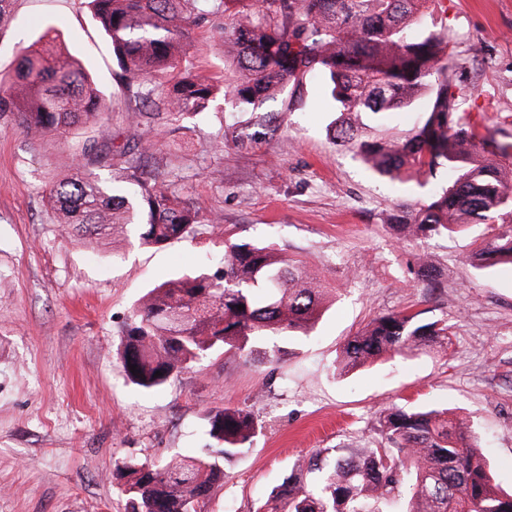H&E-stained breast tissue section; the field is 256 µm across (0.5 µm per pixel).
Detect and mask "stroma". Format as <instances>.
Returning <instances> with one entry per match:
<instances>
[{"mask_svg":"<svg viewBox=\"0 0 512 512\" xmlns=\"http://www.w3.org/2000/svg\"><path fill=\"white\" fill-rule=\"evenodd\" d=\"M427 26L453 46L458 122L512 144V0H439ZM38 40L79 59L110 109L83 138L116 152L132 146L126 114L135 103L87 0H11L0 73ZM190 54L200 74L231 81L211 23L195 28ZM266 108L277 117L269 127L220 98L181 129L161 124L152 165L169 172L181 152L189 195L219 221L160 249L123 243L118 261L111 247L53 231L45 188L71 138L35 144L0 116V512H124L118 467L198 455L209 442L207 412L226 407L250 409L260 431L197 512H255L297 460L378 444V412L392 405L468 418L496 483L512 488V268L468 260L489 226L400 238L389 215L418 207L448 172L392 180L355 149L333 145L331 100L314 77L289 83ZM219 130L224 150L216 153L210 140ZM228 240L273 243L335 288L312 335L277 369L259 356L216 352L158 390L129 383L116 355L129 310L155 284L218 261ZM421 251L440 275L430 294L412 274ZM397 311L447 318L452 348L339 375L347 336Z\"/></svg>","mask_w":512,"mask_h":512,"instance_id":"stroma-1","label":"stroma"}]
</instances>
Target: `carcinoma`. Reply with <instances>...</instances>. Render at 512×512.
Returning <instances> with one entry per match:
<instances>
[{
  "mask_svg": "<svg viewBox=\"0 0 512 512\" xmlns=\"http://www.w3.org/2000/svg\"><path fill=\"white\" fill-rule=\"evenodd\" d=\"M433 0H88L110 38L118 79L138 106L127 113L136 150L74 151L66 174L46 189L54 228L105 240L160 248L195 237L200 204L177 178L146 169L159 135L155 119L205 113L218 94L241 112L263 106L304 75L326 82L334 103L335 143L356 149L385 177L453 173L410 212L390 218L405 237L453 234L472 224H497L499 233L468 256L478 268L512 266V168L501 152L457 126V65L451 41L433 30L414 33ZM209 21L221 34L224 58L240 77L222 87L202 77L188 58L194 27ZM423 112L407 133L389 132L390 116L417 105ZM10 114L30 140L67 137L108 118L82 64L51 42L22 51L14 73L0 77V114ZM109 160L112 181L96 168ZM423 287L437 288L427 255L416 258ZM329 288L300 261L264 243H224L221 266L156 285L129 312L118 355L125 377L151 390L217 350L271 363L288 335L300 339L321 319ZM451 326L423 312L379 316L344 341L338 370L382 358L420 355L451 346ZM136 366L138 374L130 371ZM162 375H156V372ZM381 442L345 455L323 449L294 463L258 512H512V492L492 481L470 424L447 410L384 409ZM257 435L254 414L226 407L208 416V447L198 456L162 464L131 461L121 473L127 512H195L224 480V465L245 454Z\"/></svg>",
  "mask_w": 512,
  "mask_h": 512,
  "instance_id": "obj_1",
  "label": "carcinoma"
}]
</instances>
